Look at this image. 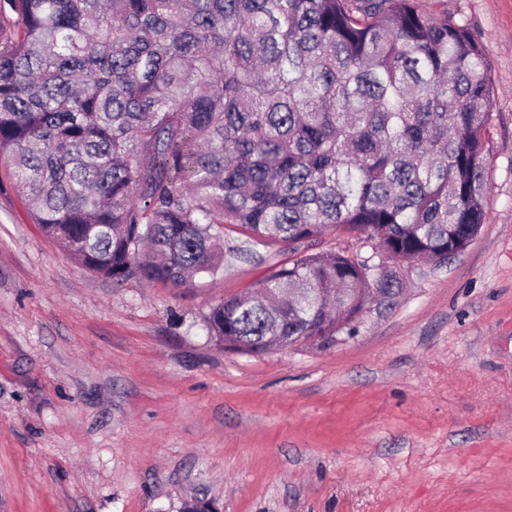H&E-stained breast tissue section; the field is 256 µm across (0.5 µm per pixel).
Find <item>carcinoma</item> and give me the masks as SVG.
Returning a JSON list of instances; mask_svg holds the SVG:
<instances>
[{"instance_id": "carcinoma-1", "label": "carcinoma", "mask_w": 512, "mask_h": 512, "mask_svg": "<svg viewBox=\"0 0 512 512\" xmlns=\"http://www.w3.org/2000/svg\"><path fill=\"white\" fill-rule=\"evenodd\" d=\"M0 160L85 269L180 287L251 240L366 232L442 262L486 220L481 42L413 0H0ZM291 288L320 292L299 306ZM389 275L297 256L206 316L224 349L323 336Z\"/></svg>"}]
</instances>
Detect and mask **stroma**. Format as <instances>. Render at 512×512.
<instances>
[{"mask_svg": "<svg viewBox=\"0 0 512 512\" xmlns=\"http://www.w3.org/2000/svg\"><path fill=\"white\" fill-rule=\"evenodd\" d=\"M468 24L495 86L487 220L441 264L355 232L256 243L180 288L117 283L35 224L0 162V512H512V0H414ZM399 281L330 343L232 353L205 318L302 253Z\"/></svg>", "mask_w": 512, "mask_h": 512, "instance_id": "35a3bbf8", "label": "stroma"}]
</instances>
